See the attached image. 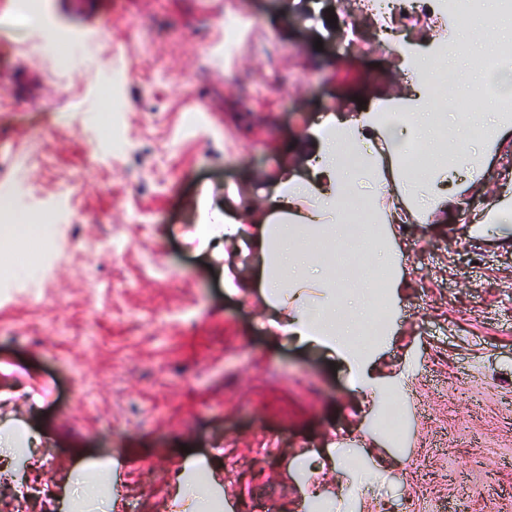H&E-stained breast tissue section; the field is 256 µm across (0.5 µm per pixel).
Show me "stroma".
I'll return each mask as SVG.
<instances>
[{"label": "stroma", "mask_w": 512, "mask_h": 512, "mask_svg": "<svg viewBox=\"0 0 512 512\" xmlns=\"http://www.w3.org/2000/svg\"><path fill=\"white\" fill-rule=\"evenodd\" d=\"M0 0V184L53 245H9L0 274V439L30 431L41 490L18 509L0 456V512H67L68 476L118 467L85 512H512V129L453 210L396 225L403 281L365 402L338 355L272 335L261 296L224 286L190 236L205 207L263 200L299 135L414 84L400 47L497 111L483 39L425 20L384 41L336 0ZM89 31L85 46L51 28ZM121 73L120 88L112 76Z\"/></svg>", "instance_id": "1"}]
</instances>
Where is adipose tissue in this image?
Wrapping results in <instances>:
<instances>
[{"mask_svg":"<svg viewBox=\"0 0 512 512\" xmlns=\"http://www.w3.org/2000/svg\"><path fill=\"white\" fill-rule=\"evenodd\" d=\"M410 67L419 75L414 97L388 99L351 118L327 116L298 139L297 150L316 161L312 177L282 170L260 209L242 216L228 203L223 211L213 213L211 223L196 229L201 242H220L233 252H254L259 259L255 272L242 276L225 269L226 283L234 289H259L266 305L274 309L294 302L282 333L338 354L361 386L372 389L379 404L385 397L373 389L374 381L366 372V349L359 342L366 323L385 326L371 293L375 278L369 271L359 275L327 267L313 276L310 258L327 239L349 247L370 241L386 245L388 226L398 221L400 212L374 207L367 223H353L346 202L361 180H369L378 194L396 191L399 198L410 201L413 215L444 213L456 206L455 198L439 190L449 166L443 158L442 115L430 111V82L421 76L423 56L415 55ZM411 141L425 146L414 168L400 164ZM307 199L314 202L309 211L300 206ZM247 223L254 227L253 235L244 234ZM346 281L362 289L359 302H346L338 294L340 283Z\"/></svg>","mask_w":512,"mask_h":512,"instance_id":"ef3b65f1","label":"adipose tissue"}]
</instances>
